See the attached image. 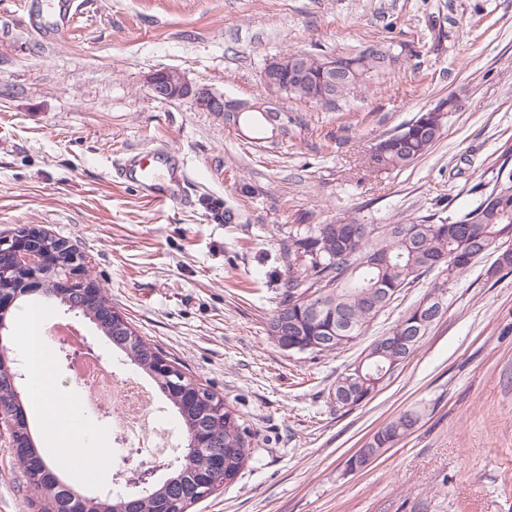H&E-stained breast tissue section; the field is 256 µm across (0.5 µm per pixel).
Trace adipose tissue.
<instances>
[{
    "instance_id": "ef3b65f1",
    "label": "adipose tissue",
    "mask_w": 512,
    "mask_h": 512,
    "mask_svg": "<svg viewBox=\"0 0 512 512\" xmlns=\"http://www.w3.org/2000/svg\"><path fill=\"white\" fill-rule=\"evenodd\" d=\"M21 334L18 345L29 361L28 386L29 399L33 410L46 411L58 406L59 399L50 381V357L46 336L34 310H26L19 319ZM64 417L47 434V448L44 456L48 463L57 464L60 454L81 457L103 453V446L81 443L68 425L69 417L78 414V407H64Z\"/></svg>"
}]
</instances>
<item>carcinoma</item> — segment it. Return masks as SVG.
<instances>
[{
	"label": "carcinoma",
	"mask_w": 512,
	"mask_h": 512,
	"mask_svg": "<svg viewBox=\"0 0 512 512\" xmlns=\"http://www.w3.org/2000/svg\"><path fill=\"white\" fill-rule=\"evenodd\" d=\"M345 58L354 71L363 75L360 83L353 85L338 79L327 95L314 99L309 98V92L302 85L295 83L277 86L273 92L334 110L362 86L372 80L385 79L395 71L391 65L394 57L389 50L374 57H366L360 50ZM321 60L322 54L315 52L299 59L316 83L322 81ZM442 108L440 104L421 112L398 126L399 132L382 135L378 140L379 150L365 160L367 167L382 172L402 170L414 164L440 140L445 125V117L440 115ZM224 121L247 127L258 141L267 138L272 126L261 112H246L241 116L227 112ZM28 231L40 235L35 244L50 252L52 262L64 264L71 250L66 239L30 226L21 227L16 234ZM507 242H512V173L497 177L491 189L482 192L476 205L462 215L402 216L391 224H369L348 215L336 224L299 225L288 232L285 247L288 278L281 301L267 322V334L273 336L282 317L286 316V341L293 352L314 357L338 353L360 339L397 294L434 269V259L442 258L441 279L388 330L391 336H406L400 349L389 356L378 355L373 341L364 350L367 360L362 375L355 377L345 371L336 379L332 402L337 410L350 411L370 401L391 366H401L418 349L430 326H425L416 338L407 332L421 326L425 315L421 307L428 298L445 297L448 282L464 275L484 253L498 252L487 275L495 277L502 272H512V247L505 246ZM372 253L388 254L389 262L380 268L363 265V260ZM3 269L8 274L0 282L6 288H21L28 281L26 272L12 270L6 262ZM96 327L113 347L151 379L159 396L176 411L185 434V445L182 459L163 482L147 490H129L112 501L92 499L87 512H125L124 505L130 499L139 501V512H155L161 502L171 504L174 512H185L186 507L233 483L251 455L248 430L241 416L213 391L187 376L183 384L195 386L198 401L195 404L180 402L176 380L157 369L162 352L150 346L130 324L115 329L103 320ZM21 409L17 372L0 363V415L10 420ZM418 421L419 415L414 411L400 414L376 431L352 460L357 467H363L381 449L393 446L410 434ZM12 436L15 442L28 445L29 464L23 466V471L27 481L44 496L45 512H67L65 504L71 494L66 484L48 481V475H56L58 471L44 461L41 450L30 437L27 422L14 423ZM217 445L224 460V469L220 471L211 466V454ZM194 484L206 485L203 495L190 501L177 496L178 491Z\"/></svg>",
	"instance_id": "obj_1"
}]
</instances>
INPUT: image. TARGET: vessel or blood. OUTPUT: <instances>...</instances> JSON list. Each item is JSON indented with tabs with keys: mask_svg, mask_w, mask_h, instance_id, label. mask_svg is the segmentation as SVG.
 <instances>
[{
	"mask_svg": "<svg viewBox=\"0 0 512 512\" xmlns=\"http://www.w3.org/2000/svg\"><path fill=\"white\" fill-rule=\"evenodd\" d=\"M38 9L52 19L51 34L62 33L71 18V0H40ZM158 154L153 149H136L118 159L114 171L117 177L133 179L147 196L161 203H185L181 185L186 176L185 163L170 157L166 172L157 168Z\"/></svg>",
	"mask_w": 512,
	"mask_h": 512,
	"instance_id": "1",
	"label": "vessel or blood"
}]
</instances>
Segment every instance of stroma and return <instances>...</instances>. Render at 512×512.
<instances>
[{"label": "stroma", "mask_w": 512, "mask_h": 512, "mask_svg": "<svg viewBox=\"0 0 512 512\" xmlns=\"http://www.w3.org/2000/svg\"><path fill=\"white\" fill-rule=\"evenodd\" d=\"M27 0H0V236L37 225L83 255L114 309L251 431L236 480L188 512H512V274L478 259L448 284L446 312L365 405L329 392L431 288L422 276L347 350L312 357L266 333L288 277L291 227L357 214L463 213L512 170V0H74L56 41ZM391 45L407 61L344 111L281 99L288 135L248 129L150 73L262 99L266 61ZM453 99L437 144L402 171L372 172L383 134ZM183 158L193 204H161L115 177L137 148ZM414 432L367 468L348 459L400 412ZM9 424H0V512H37Z\"/></svg>", "instance_id": "1"}]
</instances>
